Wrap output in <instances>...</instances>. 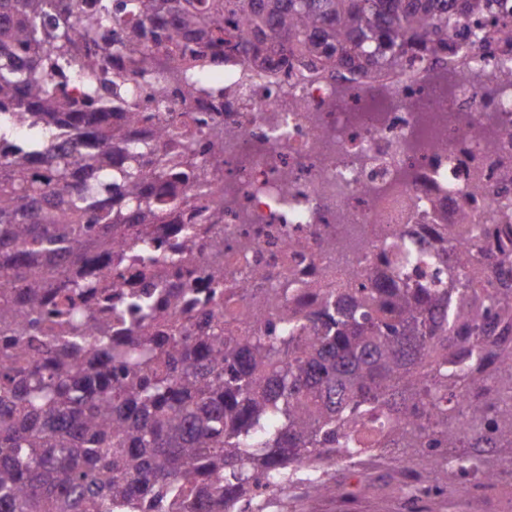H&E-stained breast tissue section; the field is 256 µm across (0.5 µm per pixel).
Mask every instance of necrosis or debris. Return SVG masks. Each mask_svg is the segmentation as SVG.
Returning a JSON list of instances; mask_svg holds the SVG:
<instances>
[{"label":"necrosis or debris","mask_w":512,"mask_h":512,"mask_svg":"<svg viewBox=\"0 0 512 512\" xmlns=\"http://www.w3.org/2000/svg\"><path fill=\"white\" fill-rule=\"evenodd\" d=\"M508 69L512 52L491 44L463 59L435 55L364 76L316 62L274 72L228 62L222 77L189 75L208 88L190 100L182 83H167L161 102L140 106L139 137L205 123L187 139L200 163L196 182L176 186L179 204L147 227L167 257L153 287L189 291L170 316L214 288L203 275L210 265L223 267L224 297L248 328L277 288H292L281 312L303 308L399 230H413L426 247L433 227L462 215L471 225L501 223L500 199L512 197ZM215 152L224 161L218 171L208 165ZM476 184L482 194H472ZM217 239L223 252L213 249ZM187 241L191 252L180 251ZM148 256L131 240L119 255L63 266L53 286L100 280L136 293L135 263Z\"/></svg>","instance_id":"1"}]
</instances>
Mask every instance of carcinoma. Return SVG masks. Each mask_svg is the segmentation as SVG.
Returning a JSON list of instances; mask_svg holds the SVG:
<instances>
[{"label": "carcinoma", "mask_w": 512, "mask_h": 512, "mask_svg": "<svg viewBox=\"0 0 512 512\" xmlns=\"http://www.w3.org/2000/svg\"><path fill=\"white\" fill-rule=\"evenodd\" d=\"M473 15L512 42L498 0H0V512H241L251 484L263 512L305 460L367 448L422 449L408 465L473 448L458 475L494 483L476 461L512 448V413L456 393L512 386V269H478L488 241L512 253L507 224L458 226L470 242L436 262L402 240L385 278L370 261L294 319L255 311L252 330L224 318L221 288L178 319V295L129 302L108 282L44 297L89 242L163 223L177 198H151L143 151L164 182L195 177L182 133L129 139L133 107L175 73L274 56L387 70L453 49L448 28ZM119 54L133 66L112 70Z\"/></svg>", "instance_id": "carcinoma-1"}]
</instances>
